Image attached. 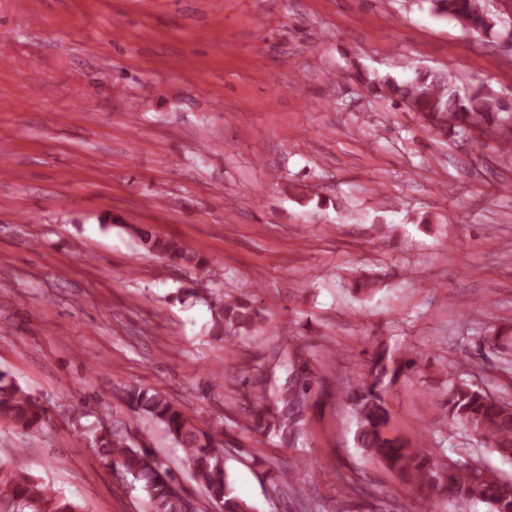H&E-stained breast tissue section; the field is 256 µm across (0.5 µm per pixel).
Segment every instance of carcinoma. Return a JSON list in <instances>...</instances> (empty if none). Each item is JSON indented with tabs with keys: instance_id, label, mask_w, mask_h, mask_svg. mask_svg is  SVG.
Returning a JSON list of instances; mask_svg holds the SVG:
<instances>
[{
	"instance_id": "obj_1",
	"label": "carcinoma",
	"mask_w": 512,
	"mask_h": 512,
	"mask_svg": "<svg viewBox=\"0 0 512 512\" xmlns=\"http://www.w3.org/2000/svg\"><path fill=\"white\" fill-rule=\"evenodd\" d=\"M433 10L451 20L470 25V31L493 41L502 14L491 13L483 0H430ZM375 97L405 106L421 114L432 127L455 134L498 129L507 110L498 94L480 86L464 95L442 72L421 69L408 80L386 76L380 80L360 75ZM132 232L139 244L173 266L207 270L211 262L169 237H161L144 227ZM382 271L358 272L352 277V290L370 296L385 283ZM212 310L215 331L226 339L253 329L263 322L258 309L244 297H229ZM419 355L395 357L383 349L369 362L368 377L354 390L345 392V403L355 420L356 447L384 462L428 496L448 499L464 510L475 502L489 512H512V480H505L467 460L434 456L423 444H413L391 433V415L386 403L387 389L400 377L414 372ZM315 372L309 361L300 358L288 368L285 382L272 402L253 410L256 426L268 429L284 442L292 443L310 408ZM442 425L465 431L478 446L504 458H512V403L496 397L473 383L445 374ZM124 400L135 413L164 425L175 444L182 448L184 461L192 477L218 512H254L235 494L233 475L226 466L223 441L204 429L182 407L165 394L138 384L124 390ZM50 419L48 409L7 371H0V425L34 432ZM76 448L95 449L112 461L123 477L139 486L147 498L149 512H185L186 499L175 471L153 449L137 446L130 437L107 426L86 437L71 436ZM0 512H82L81 504L38 477L16 469L9 460L0 459Z\"/></svg>"
}]
</instances>
